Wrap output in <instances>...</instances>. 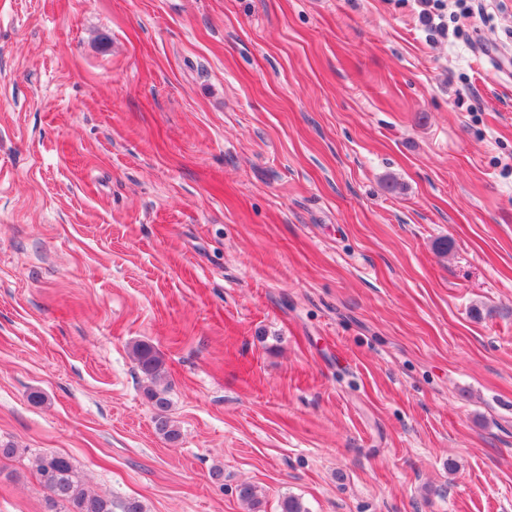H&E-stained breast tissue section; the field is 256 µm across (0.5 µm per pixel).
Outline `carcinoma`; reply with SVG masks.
I'll return each mask as SVG.
<instances>
[{"mask_svg": "<svg viewBox=\"0 0 512 512\" xmlns=\"http://www.w3.org/2000/svg\"><path fill=\"white\" fill-rule=\"evenodd\" d=\"M131 351L137 369L147 380L143 395L156 411V431L170 443L179 442L181 433L168 416L170 400L167 388L161 385L165 379V368L159 353L146 342L133 344ZM36 474L48 492L50 512H112V500L91 493L65 455L55 452L41 455L37 459ZM237 491L248 512H261L262 497L256 485L244 483L238 486Z\"/></svg>", "mask_w": 512, "mask_h": 512, "instance_id": "cac0c4a2", "label": "carcinoma"}]
</instances>
